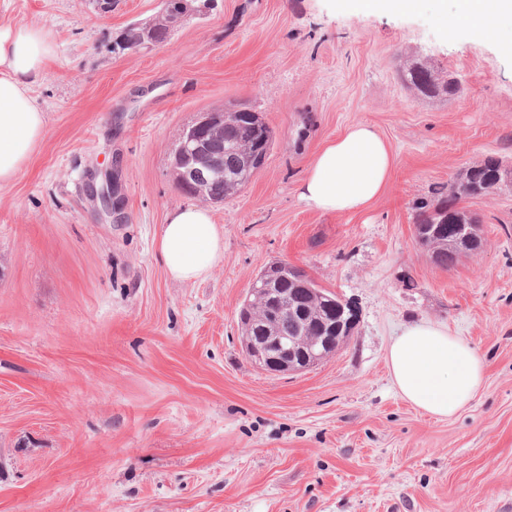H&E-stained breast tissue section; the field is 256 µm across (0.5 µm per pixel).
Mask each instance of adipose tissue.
Listing matches in <instances>:
<instances>
[{
	"mask_svg": "<svg viewBox=\"0 0 512 512\" xmlns=\"http://www.w3.org/2000/svg\"><path fill=\"white\" fill-rule=\"evenodd\" d=\"M447 32L468 24L485 36L512 21V0H457L455 12H440ZM54 51L49 32L35 24L0 26V185L23 171L44 133V113L31 95ZM392 166L386 141L369 124L349 126L315 153L298 191L324 213H355L382 192ZM158 249L169 276L181 283L208 277L224 259V228L210 209L179 207L158 232ZM389 364L401 397L413 407L449 418L464 409L485 381L484 358L447 328L408 325L393 341Z\"/></svg>",
	"mask_w": 512,
	"mask_h": 512,
	"instance_id": "ef3b65f1",
	"label": "adipose tissue"
}]
</instances>
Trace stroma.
<instances>
[{"instance_id":"obj_1","label":"stroma","mask_w":512,"mask_h":512,"mask_svg":"<svg viewBox=\"0 0 512 512\" xmlns=\"http://www.w3.org/2000/svg\"><path fill=\"white\" fill-rule=\"evenodd\" d=\"M160 0H0V23L48 30L32 88L45 134L0 185V512H512V190L471 199L483 246L448 270L414 236V203L487 157L512 162V42L416 12L342 0H215L161 46L114 52ZM461 82L450 99L401 83L405 59ZM242 104L275 136L251 182L212 205L224 260L167 275L157 233L188 205L182 128ZM366 122L394 163L361 212L298 197L315 150ZM120 201L100 214L92 184ZM304 269L357 314L320 366L272 376L238 312L270 262ZM448 327L487 362L465 410L405 402L388 351L405 326Z\"/></svg>"}]
</instances>
